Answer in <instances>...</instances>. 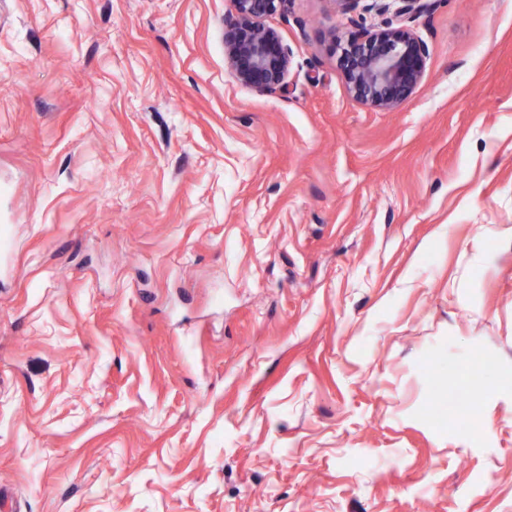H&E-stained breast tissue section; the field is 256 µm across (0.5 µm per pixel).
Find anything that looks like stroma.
<instances>
[{"label": "stroma", "instance_id": "1", "mask_svg": "<svg viewBox=\"0 0 512 512\" xmlns=\"http://www.w3.org/2000/svg\"><path fill=\"white\" fill-rule=\"evenodd\" d=\"M0 0V496L16 512H512V0ZM471 420L442 432L473 359ZM286 0H232L234 13L224 19V44L237 80L260 91L284 90L290 63L278 33L261 20L280 12ZM426 54L410 28L386 26L351 35L339 64L353 97L374 108L392 109L421 81Z\"/></svg>", "mask_w": 512, "mask_h": 512}]
</instances>
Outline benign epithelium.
Segmentation results:
<instances>
[{
  "label": "benign epithelium",
  "mask_w": 512,
  "mask_h": 512,
  "mask_svg": "<svg viewBox=\"0 0 512 512\" xmlns=\"http://www.w3.org/2000/svg\"><path fill=\"white\" fill-rule=\"evenodd\" d=\"M234 13L224 19V44L237 80L260 91L285 88L290 63L278 33L261 20L280 12L285 0H232ZM397 14L413 16L428 9L422 0H398ZM427 50L405 27L359 31L341 50L339 64L348 91L378 109H392L409 97L424 73Z\"/></svg>",
  "instance_id": "1"
}]
</instances>
